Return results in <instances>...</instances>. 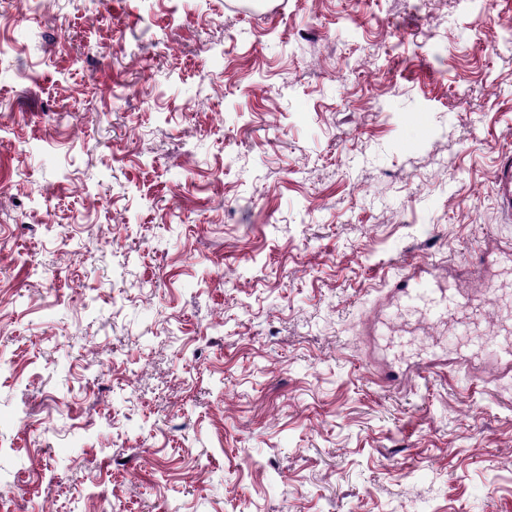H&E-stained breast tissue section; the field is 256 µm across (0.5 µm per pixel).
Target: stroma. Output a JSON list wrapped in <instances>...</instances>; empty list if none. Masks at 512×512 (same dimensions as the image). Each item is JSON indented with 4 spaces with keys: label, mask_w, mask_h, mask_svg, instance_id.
Masks as SVG:
<instances>
[{
    "label": "stroma",
    "mask_w": 512,
    "mask_h": 512,
    "mask_svg": "<svg viewBox=\"0 0 512 512\" xmlns=\"http://www.w3.org/2000/svg\"><path fill=\"white\" fill-rule=\"evenodd\" d=\"M0 0V512H512L480 296L386 386L410 259L512 241V0ZM496 190L501 208L512 216V154L501 162L496 175Z\"/></svg>",
    "instance_id": "obj_1"
}]
</instances>
